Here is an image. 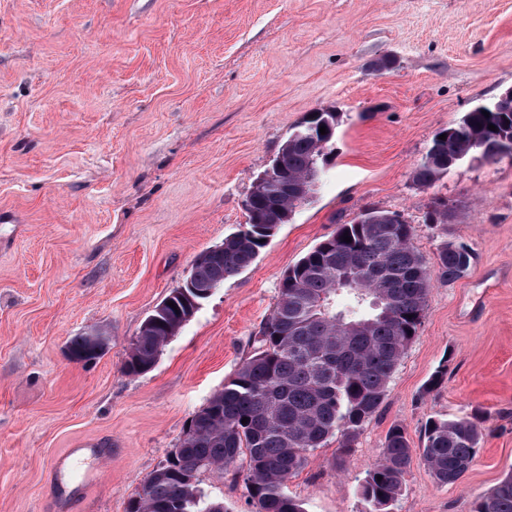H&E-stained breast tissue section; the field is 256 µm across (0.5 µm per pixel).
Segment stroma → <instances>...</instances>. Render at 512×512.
I'll use <instances>...</instances> for the list:
<instances>
[{
  "label": "stroma",
  "mask_w": 512,
  "mask_h": 512,
  "mask_svg": "<svg viewBox=\"0 0 512 512\" xmlns=\"http://www.w3.org/2000/svg\"><path fill=\"white\" fill-rule=\"evenodd\" d=\"M512 89V0H0V512H51V458L112 442L72 512H126L192 416L254 351L285 270L365 209L401 214L434 262L427 314L343 468L328 440L286 486L308 512H368L360 495L388 428L419 447L433 416L485 413L461 483L421 462L392 512H471L512 472V161L467 159L432 187L413 172L434 135ZM338 112L314 196L257 260L203 301L155 367L123 364L196 256L246 223L244 201L308 113ZM455 223L429 224L435 199ZM110 333L74 363L71 337ZM441 386L428 389L437 370ZM227 512L243 482L204 472Z\"/></svg>",
  "instance_id": "1"
}]
</instances>
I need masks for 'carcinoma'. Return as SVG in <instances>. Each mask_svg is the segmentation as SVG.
Returning <instances> with one entry per match:
<instances>
[{"instance_id":"carcinoma-1","label":"carcinoma","mask_w":512,"mask_h":512,"mask_svg":"<svg viewBox=\"0 0 512 512\" xmlns=\"http://www.w3.org/2000/svg\"><path fill=\"white\" fill-rule=\"evenodd\" d=\"M306 123L270 164L290 194L252 187L244 201L247 222L224 238V255L195 260L184 284L156 306L153 320L143 322L124 364L127 374L150 371L185 316L206 300L203 292L250 267L283 223L280 212L292 213L313 197L330 152L306 134ZM491 124L496 130L488 129ZM442 134L446 139H439ZM470 156L488 163L512 160V104L487 117L477 106L439 130L414 180L430 187ZM451 215L448 201L439 199L427 218L446 224ZM345 235L352 242L343 241ZM412 238V225L394 224L390 212L372 208L363 220L338 225L288 267L277 305L254 336L253 354L194 414L179 448L147 477L127 512H227L222 502L205 498L196 476L231 469L234 478H243L255 512H306L302 501L285 493L288 479L332 437L338 442L336 466L343 465L419 336L433 279L454 283L475 260L468 245L449 238L429 267ZM105 346L82 333L68 350L82 362L101 356ZM481 422L477 412L432 417L419 449L411 447L402 425L390 426L360 488L368 512H391L415 457L438 483H459L483 440ZM471 512H512V472L476 496Z\"/></svg>"}]
</instances>
